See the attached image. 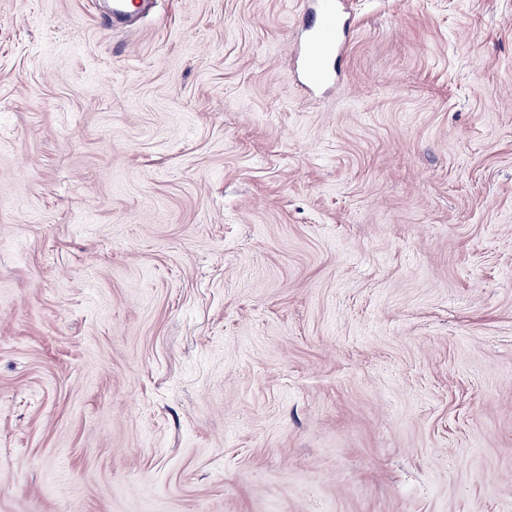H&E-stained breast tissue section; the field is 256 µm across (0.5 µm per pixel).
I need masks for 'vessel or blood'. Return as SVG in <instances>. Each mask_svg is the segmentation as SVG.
Listing matches in <instances>:
<instances>
[{
	"label": "vessel or blood",
	"instance_id": "vessel-or-blood-1",
	"mask_svg": "<svg viewBox=\"0 0 512 512\" xmlns=\"http://www.w3.org/2000/svg\"><path fill=\"white\" fill-rule=\"evenodd\" d=\"M307 14L306 35L300 43V54L311 83L321 84L336 74V61L346 43V28L339 13L341 0H314Z\"/></svg>",
	"mask_w": 512,
	"mask_h": 512
}]
</instances>
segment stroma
Returning <instances> with one entry per match:
<instances>
[{
    "label": "stroma",
    "instance_id": "stroma-1",
    "mask_svg": "<svg viewBox=\"0 0 512 512\" xmlns=\"http://www.w3.org/2000/svg\"><path fill=\"white\" fill-rule=\"evenodd\" d=\"M0 0V512H512V0ZM305 22L306 35L300 42V54L312 84H321L337 73L335 61L342 55L347 35L341 24V0H314Z\"/></svg>",
    "mask_w": 512,
    "mask_h": 512
}]
</instances>
